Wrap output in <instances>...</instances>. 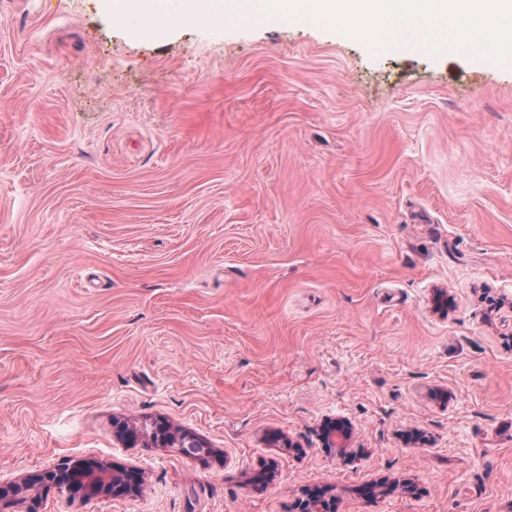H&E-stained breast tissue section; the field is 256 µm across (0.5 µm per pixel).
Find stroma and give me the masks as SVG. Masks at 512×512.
Masks as SVG:
<instances>
[{
	"label": "stroma",
	"mask_w": 512,
	"mask_h": 512,
	"mask_svg": "<svg viewBox=\"0 0 512 512\" xmlns=\"http://www.w3.org/2000/svg\"><path fill=\"white\" fill-rule=\"evenodd\" d=\"M106 3L0 0V483L92 457L140 493L40 512H512V67ZM156 420L211 456L116 433ZM322 440L325 448H329L337 457L346 458L350 451L347 445L349 433L352 429L351 423L342 419L325 420L323 423ZM336 436L341 437V442H336Z\"/></svg>",
	"instance_id": "1"
}]
</instances>
